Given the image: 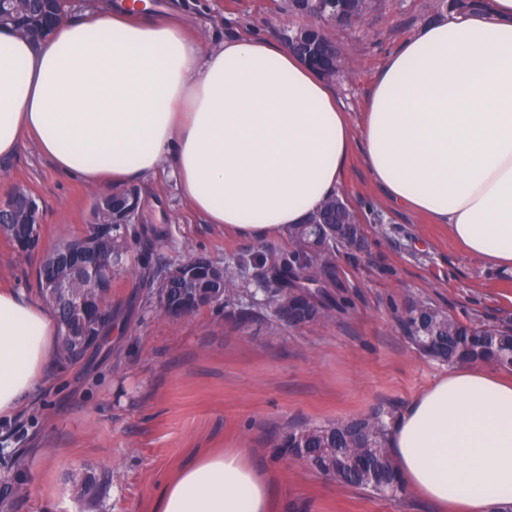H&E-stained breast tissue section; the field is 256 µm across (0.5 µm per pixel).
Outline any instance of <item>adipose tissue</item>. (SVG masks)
I'll use <instances>...</instances> for the list:
<instances>
[{
	"instance_id": "1",
	"label": "adipose tissue",
	"mask_w": 512,
	"mask_h": 512,
	"mask_svg": "<svg viewBox=\"0 0 512 512\" xmlns=\"http://www.w3.org/2000/svg\"><path fill=\"white\" fill-rule=\"evenodd\" d=\"M376 183L447 225L467 251L512 266V0L430 22L385 60L352 131L335 89L263 36H186L163 12L100 0L34 43L0 26V159L34 142L61 174L121 194L167 174L203 224L255 241L308 223L339 191L353 138ZM51 309L0 289V418L56 349ZM407 487L455 512L512 500V381L485 364L449 372L393 426ZM271 483L242 449L166 483L157 512H272Z\"/></svg>"
}]
</instances>
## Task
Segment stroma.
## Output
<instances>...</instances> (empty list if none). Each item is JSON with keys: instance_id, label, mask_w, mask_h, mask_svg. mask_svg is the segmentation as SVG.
Here are the masks:
<instances>
[{"instance_id": "1", "label": "stroma", "mask_w": 512, "mask_h": 512, "mask_svg": "<svg viewBox=\"0 0 512 512\" xmlns=\"http://www.w3.org/2000/svg\"><path fill=\"white\" fill-rule=\"evenodd\" d=\"M437 0H376L363 23L329 27L353 67L336 93L359 125L385 59L436 13ZM190 32L212 41L256 33L279 38L288 24L275 0H188ZM21 188L42 207L43 251L79 236L95 193L61 175L34 142L0 165V199ZM342 192L360 216L366 242L336 257L350 305L331 320L299 330L253 325L241 333L233 309H204L173 319L147 299L146 260L175 263L203 254L224 264L245 260L239 305L264 309L265 254L284 252L287 235L252 241L202 224L174 182L152 180L139 194L135 241L112 268V341L78 363L52 358L15 415L0 420V452L23 459L21 474L0 464V512H154L167 480L195 457L245 449L269 474L278 512H438L415 492L380 497L336 484L277 444L289 427L344 420L390 404L405 410L448 366L419 355L399 324L405 304L425 297L464 319L512 320V267H489L468 254L445 225L391 202L354 147ZM39 255H19L0 233V287L38 299ZM105 483L97 505L79 501L85 469Z\"/></svg>"}]
</instances>
